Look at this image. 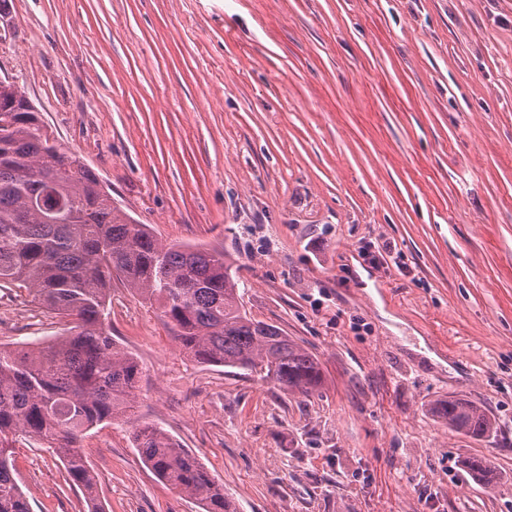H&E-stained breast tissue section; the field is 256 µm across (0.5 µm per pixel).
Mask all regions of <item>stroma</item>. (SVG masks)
Segmentation results:
<instances>
[{"label":"stroma","instance_id":"1","mask_svg":"<svg viewBox=\"0 0 512 512\" xmlns=\"http://www.w3.org/2000/svg\"><path fill=\"white\" fill-rule=\"evenodd\" d=\"M1 78L158 241L229 253L322 374L304 397L199 363L113 280L141 374L80 441L105 512H200L138 424L236 512H512V0H0ZM66 327L0 283V345ZM450 395L496 432L449 429ZM13 464L32 512H87L52 449L18 436ZM133 441L158 480L187 495L201 512L235 511L224 489L204 464L162 428L145 425L133 433Z\"/></svg>","mask_w":512,"mask_h":512}]
</instances>
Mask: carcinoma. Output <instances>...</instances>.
Masks as SVG:
<instances>
[{
    "label": "carcinoma",
    "instance_id": "obj_1",
    "mask_svg": "<svg viewBox=\"0 0 512 512\" xmlns=\"http://www.w3.org/2000/svg\"><path fill=\"white\" fill-rule=\"evenodd\" d=\"M58 172L60 209L50 214L41 201ZM114 276L158 303L175 339L197 361L258 369L303 396L321 384L315 358L275 325L247 315L224 250L159 242L150 225L112 204L92 168L51 142L37 113L0 115V282L28 290L72 321L53 340L0 347V512H32L12 464L19 433L62 455L88 512H105L79 442L131 408L140 377L138 363L105 327ZM435 412L458 433L480 438L495 431L486 410L466 399H445ZM133 441L158 480L200 512H235L204 464L166 431L145 425Z\"/></svg>",
    "mask_w": 512,
    "mask_h": 512
}]
</instances>
